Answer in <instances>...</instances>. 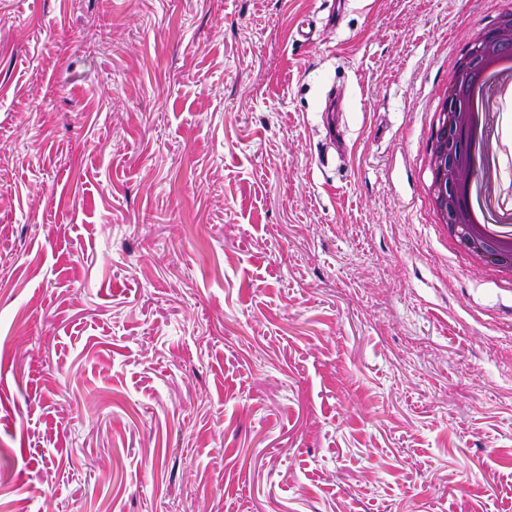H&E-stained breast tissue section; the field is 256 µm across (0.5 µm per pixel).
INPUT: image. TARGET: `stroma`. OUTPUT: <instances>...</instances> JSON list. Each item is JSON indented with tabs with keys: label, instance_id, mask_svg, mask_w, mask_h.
Here are the masks:
<instances>
[{
	"label": "stroma",
	"instance_id": "stroma-1",
	"mask_svg": "<svg viewBox=\"0 0 512 512\" xmlns=\"http://www.w3.org/2000/svg\"><path fill=\"white\" fill-rule=\"evenodd\" d=\"M510 11L0 0V512H512V278L429 195ZM512 46V23H504L492 27L482 46L470 51L472 63L476 64L483 51H494L501 46Z\"/></svg>",
	"mask_w": 512,
	"mask_h": 512
}]
</instances>
